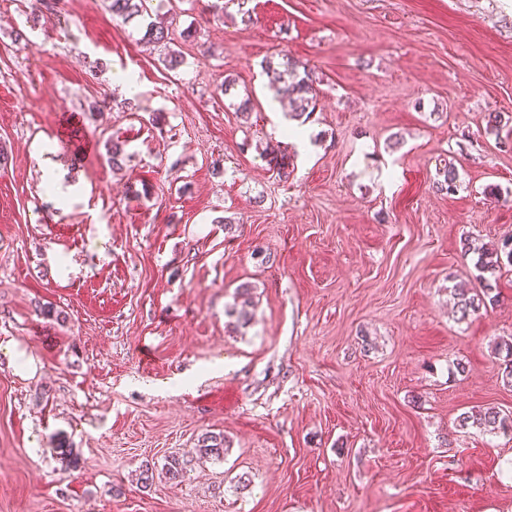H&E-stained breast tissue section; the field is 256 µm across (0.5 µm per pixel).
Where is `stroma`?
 <instances>
[{
    "mask_svg": "<svg viewBox=\"0 0 512 512\" xmlns=\"http://www.w3.org/2000/svg\"><path fill=\"white\" fill-rule=\"evenodd\" d=\"M35 5L0 0V512H512V435L458 423L512 413V271L468 319L450 294L462 238L512 230V0H170L174 69L108 0ZM284 55L317 81L303 146ZM71 110L97 151L58 137ZM208 434L223 457L166 479ZM495 354L498 356L501 380L504 386H512V337L509 339H502L496 343Z\"/></svg>",
    "mask_w": 512,
    "mask_h": 512,
    "instance_id": "obj_1",
    "label": "stroma"
}]
</instances>
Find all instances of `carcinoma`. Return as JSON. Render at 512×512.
<instances>
[{
    "label": "carcinoma",
    "instance_id": "1",
    "mask_svg": "<svg viewBox=\"0 0 512 512\" xmlns=\"http://www.w3.org/2000/svg\"><path fill=\"white\" fill-rule=\"evenodd\" d=\"M109 10L113 15L127 21L138 20L145 29L144 37L161 46L171 41L169 26L161 19L152 17L157 11L153 0H109ZM264 73L269 87L275 92L274 100L287 99L294 108L293 117L301 118L315 111L317 101L316 78L313 73L305 70L298 72L297 62L285 58L280 62L268 60L264 65ZM442 179L436 182V188L448 194L457 189L459 173L453 162H446L439 169ZM464 254L476 255L474 268L477 271L475 281L480 287L455 289V305L459 319L464 320L471 315L497 303V296L491 294L489 277L495 276L504 266L512 267V234L503 237L498 243L489 247L476 246L470 240L463 242ZM495 354L500 360L501 380L507 387L512 386V337L496 343ZM475 426L490 433L512 432V415H508L494 407L473 409L463 413L459 418V426ZM195 455L201 458L224 456V440L215 435H206L202 445L195 449ZM191 460L184 455L174 454L166 458L165 474L170 480L184 477Z\"/></svg>",
    "mask_w": 512,
    "mask_h": 512
}]
</instances>
